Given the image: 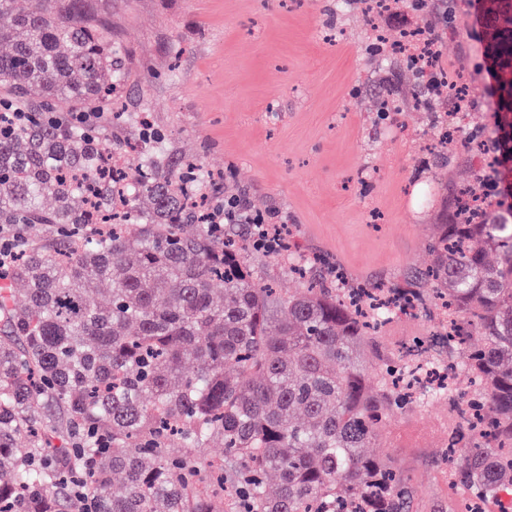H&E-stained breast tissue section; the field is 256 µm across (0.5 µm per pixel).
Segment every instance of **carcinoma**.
Returning <instances> with one entry per match:
<instances>
[{"label":"carcinoma","mask_w":512,"mask_h":512,"mask_svg":"<svg viewBox=\"0 0 512 512\" xmlns=\"http://www.w3.org/2000/svg\"><path fill=\"white\" fill-rule=\"evenodd\" d=\"M29 2L0 0V235L13 252L0 512H411L410 477L367 454L419 405L391 362L376 358L368 377L390 315L366 321L353 296L368 287L283 247L265 253L303 291L257 287V229L211 218L202 161L169 164L152 131L124 145L126 166L112 161L123 73L105 16L89 0ZM483 7L498 134H468L481 166L452 186L434 261L410 289L457 313L456 382L483 388L469 399L477 429L453 430L445 456L465 501L497 504L512 496V206L464 214L475 184L497 195L512 154V0ZM215 441L224 458L202 464Z\"/></svg>","instance_id":"1"}]
</instances>
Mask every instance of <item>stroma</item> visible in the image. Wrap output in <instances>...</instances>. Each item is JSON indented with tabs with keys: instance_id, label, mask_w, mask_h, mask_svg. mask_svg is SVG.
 I'll return each instance as SVG.
<instances>
[{
	"instance_id": "obj_1",
	"label": "stroma",
	"mask_w": 512,
	"mask_h": 512,
	"mask_svg": "<svg viewBox=\"0 0 512 512\" xmlns=\"http://www.w3.org/2000/svg\"><path fill=\"white\" fill-rule=\"evenodd\" d=\"M98 2L121 49L116 94L166 135L171 160L201 158L266 223L287 225L305 255L349 278L400 288L431 263L447 209L442 183L471 178L477 164L425 154L432 120L410 104L419 79L390 46L424 23L444 30L439 0L422 12L390 0L391 26L372 25L354 0ZM479 17L478 0H456L442 69L481 64ZM387 81L407 102L396 126L374 108ZM442 324L398 318L376 345L391 358ZM455 425L448 401L434 400L397 414L371 450L410 476L413 512H459L439 459Z\"/></svg>"
}]
</instances>
